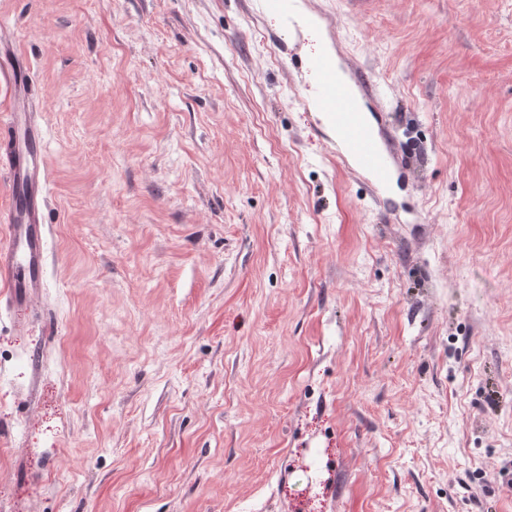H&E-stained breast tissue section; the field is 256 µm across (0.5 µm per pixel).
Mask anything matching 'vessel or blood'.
<instances>
[{"mask_svg": "<svg viewBox=\"0 0 512 512\" xmlns=\"http://www.w3.org/2000/svg\"><path fill=\"white\" fill-rule=\"evenodd\" d=\"M308 67L316 78V107L335 136L337 159L378 196L401 162L385 121H369L363 112L362 102L375 97V87L359 68H340L330 54L311 59ZM0 74L11 88L8 107L0 112V176L12 192L7 212L0 214V296L23 307L45 286L47 174L39 161L44 139L30 111L31 72L16 45L0 44Z\"/></svg>", "mask_w": 512, "mask_h": 512, "instance_id": "b4317fda", "label": "vessel or blood"}]
</instances>
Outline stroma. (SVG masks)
Returning <instances> with one entry per match:
<instances>
[{
    "instance_id": "obj_1",
    "label": "stroma",
    "mask_w": 512,
    "mask_h": 512,
    "mask_svg": "<svg viewBox=\"0 0 512 512\" xmlns=\"http://www.w3.org/2000/svg\"><path fill=\"white\" fill-rule=\"evenodd\" d=\"M0 0L46 284L0 305V512H512V0ZM368 71L390 207L310 59Z\"/></svg>"
}]
</instances>
